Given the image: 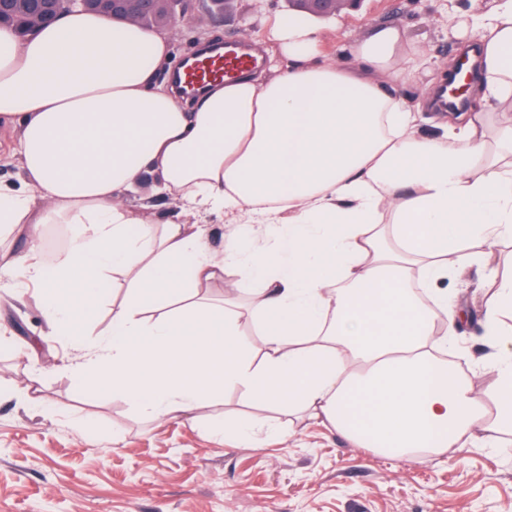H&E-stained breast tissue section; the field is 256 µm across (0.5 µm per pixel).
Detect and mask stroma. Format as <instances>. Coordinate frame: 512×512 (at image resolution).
Instances as JSON below:
<instances>
[{"label": "stroma", "instance_id": "stroma-1", "mask_svg": "<svg viewBox=\"0 0 512 512\" xmlns=\"http://www.w3.org/2000/svg\"><path fill=\"white\" fill-rule=\"evenodd\" d=\"M442 0H366L360 10L319 21L322 48L336 58L373 27L406 30L432 55L417 86L436 85L441 64L460 53L449 38ZM281 0H239L233 17L207 23L218 41L261 43ZM512 243L488 249L483 266L445 281L466 317L455 351L461 371L485 396L498 352L484 308L486 275L506 269ZM38 292L0 276V512H512V434L500 449L452 448L419 461L354 447L330 426L249 404L228 393L201 418L258 417L287 433L259 447H237L184 419L143 420L124 401L82 388L67 367L81 356L68 339L47 344Z\"/></svg>", "mask_w": 512, "mask_h": 512}]
</instances>
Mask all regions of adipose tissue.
<instances>
[{"label":"adipose tissue","instance_id":"1","mask_svg":"<svg viewBox=\"0 0 512 512\" xmlns=\"http://www.w3.org/2000/svg\"><path fill=\"white\" fill-rule=\"evenodd\" d=\"M448 31L480 42L472 111L424 134L430 61L395 26L323 58L311 20L280 16L267 37L286 66L175 95L156 73L168 32L88 13L35 36L0 29V126L20 138L19 184H0V236L32 246L65 224V251L0 270L35 282L50 336L84 342L106 281L112 323L71 371L163 422L196 420L227 392L325 420L358 447L409 459L512 430V351L491 364V398L449 365L461 311L448 276L512 241V0H455ZM156 180L196 214H237L220 252L201 222L142 219L123 200ZM491 335L512 319V274H493ZM249 285V316L206 301ZM496 412L487 415V403Z\"/></svg>","mask_w":512,"mask_h":512}]
</instances>
